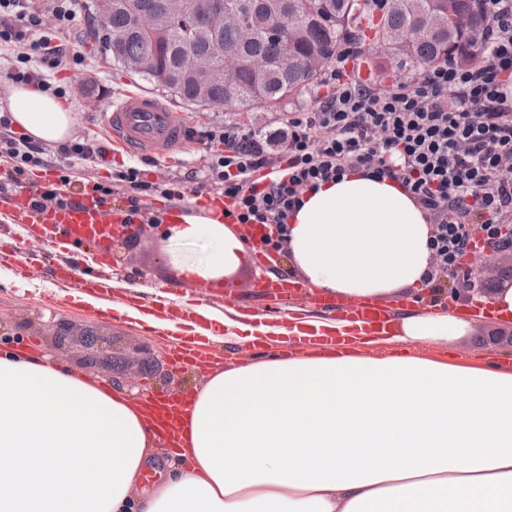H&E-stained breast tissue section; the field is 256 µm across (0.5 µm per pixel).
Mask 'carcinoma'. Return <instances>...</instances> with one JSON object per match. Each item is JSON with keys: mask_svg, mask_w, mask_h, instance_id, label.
I'll return each instance as SVG.
<instances>
[{"mask_svg": "<svg viewBox=\"0 0 512 512\" xmlns=\"http://www.w3.org/2000/svg\"><path fill=\"white\" fill-rule=\"evenodd\" d=\"M119 6L104 25L124 35L117 47L105 45L104 50L112 62L138 77L144 83L162 87L173 93L182 103L209 109H226L230 112H252L259 108H276L282 102L308 89L317 79V73L300 65L283 71L275 65L278 42L268 32L270 6L265 0H224L225 7L236 9L251 4L248 14L252 36L242 39L241 32L226 26L217 34L199 25L197 34L186 40L184 30L171 24L153 36L139 33L132 26L126 0H116ZM319 8L312 19L302 20L293 32L294 47L301 58L321 53L332 61L340 48L349 40L359 41L367 35L379 36L389 30L411 31L425 27L438 19L440 25L424 36H413L401 50L397 59L402 66L428 65L458 52L467 61L480 58V45L460 40L458 32L474 24L489 25L491 15L484 0H390L389 7L380 15L369 6L371 0H312ZM453 7L454 28H448V7ZM214 66L223 63L222 52L235 49L244 59L232 82L210 85L199 90L195 77L180 70L179 60L185 47ZM145 55H154L160 66L155 72H140L131 64ZM254 60H264L267 68L258 74L252 67Z\"/></svg>", "mask_w": 512, "mask_h": 512, "instance_id": "1", "label": "carcinoma"}]
</instances>
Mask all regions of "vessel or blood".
<instances>
[{
	"instance_id": "obj_1",
	"label": "vessel or blood",
	"mask_w": 512,
	"mask_h": 512,
	"mask_svg": "<svg viewBox=\"0 0 512 512\" xmlns=\"http://www.w3.org/2000/svg\"><path fill=\"white\" fill-rule=\"evenodd\" d=\"M106 125L114 143L132 153L166 156L181 149L184 129L175 112L146 95L128 93L107 112ZM56 183L55 177L36 176L28 183L0 192V215L10 223L29 226L32 236L51 239L57 256L50 273L55 282L109 295L112 259L104 251L112 234L128 223L129 215L113 210L93 184H86L64 204L35 207L34 201ZM317 303L332 311L339 330L328 334L314 327L298 326L297 346L329 345L343 349L359 335H384L391 312L374 303L350 307L336 299L315 294ZM211 343L200 333L181 335L173 350L178 363H197L209 357Z\"/></svg>"
}]
</instances>
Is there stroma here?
Listing matches in <instances>:
<instances>
[{
  "label": "stroma",
  "mask_w": 512,
  "mask_h": 512,
  "mask_svg": "<svg viewBox=\"0 0 512 512\" xmlns=\"http://www.w3.org/2000/svg\"><path fill=\"white\" fill-rule=\"evenodd\" d=\"M86 2L77 0L76 21L69 38V46L77 54L76 60L51 71L35 65L31 72L35 83L48 84L52 94L72 107L76 117L72 141L85 139L108 144L103 158L76 162L70 174L76 180L114 185L113 206H124L129 193L128 186L116 184V174L134 167L139 169L146 185L141 193L144 201H163L169 212H199L196 189L204 181L210 159L224 153V143L215 138V131L227 127L246 131L276 126L289 113L312 111L326 92L324 86L317 84L279 108L252 112L183 105L165 90L143 83L113 64L96 39L103 31V24L92 21ZM129 92H139L166 103L178 112L185 128L194 131V138L185 140L180 152L169 159L130 154L111 146L105 114ZM168 229L169 219L164 216L147 234L132 233L113 244L114 300L128 302L136 290L148 298L161 293L175 296L192 290L193 285L184 275L182 266L204 258L208 246L176 242ZM262 250L257 241L247 244L239 268L223 277L220 288L214 293L212 307L220 311L230 307L241 314L259 315L269 323L277 322L291 309L300 315L320 314V307L312 304L308 295L290 298L271 293L272 284L300 279L301 274L287 253L277 254L274 260L267 261L260 257ZM51 320L66 324L70 337L64 345L55 343L47 326ZM87 334L105 339L101 362L94 368L83 364L87 352L83 337ZM1 337L46 355L78 374L104 382L115 376L140 373L141 362L150 352H169L177 344L175 338L162 335L161 331L126 323L115 315L102 317L98 310L75 302L67 288L57 285L37 267H30L27 275L21 277L14 273L10 261L0 258ZM448 351L457 361L469 365L482 366L495 361L503 369L512 371V323H502L492 316L479 318L465 334L449 339Z\"/></svg>",
  "instance_id": "stroma-1"
}]
</instances>
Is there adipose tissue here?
Here are the masks:
<instances>
[{
	"label": "adipose tissue",
	"mask_w": 512,
	"mask_h": 512,
	"mask_svg": "<svg viewBox=\"0 0 512 512\" xmlns=\"http://www.w3.org/2000/svg\"><path fill=\"white\" fill-rule=\"evenodd\" d=\"M31 139L63 143L75 116L58 97L10 85L0 100ZM288 253L314 288L404 313L391 341L438 342L491 310L512 321V287L470 314L416 312L432 227L398 181L363 169L307 192ZM172 238L211 249L188 278L233 273L242 227L184 215ZM211 340L261 344L286 328L211 308ZM164 459L152 397L112 389L20 347L0 354V512H512V373L413 355L312 349L213 365ZM163 467L157 486L143 471Z\"/></svg>",
	"instance_id": "adipose-tissue-1"
}]
</instances>
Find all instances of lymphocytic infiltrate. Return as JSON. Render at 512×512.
<instances>
[{"label": "lymphocytic infiltrate", "mask_w": 512, "mask_h": 512, "mask_svg": "<svg viewBox=\"0 0 512 512\" xmlns=\"http://www.w3.org/2000/svg\"><path fill=\"white\" fill-rule=\"evenodd\" d=\"M492 25L482 58L464 61L449 53L426 65L410 85L376 90L352 79L344 67L325 73L329 89L315 110L290 113L277 134L284 153L269 150L260 133L225 129L224 154L212 165L206 187L231 201L235 223L267 228L262 243L281 251L288 218L304 194L319 184L363 167L373 177L401 181L433 226L430 246L439 276L458 267L476 245L498 253L512 249L502 231L512 223V102L501 77L512 74V0H487ZM75 0H0V50L25 63L40 57L48 67L66 63L64 46L40 36L44 14L59 29L76 16ZM20 180L32 164L54 166L56 158L85 160L104 153L103 144L74 143L49 149L0 139Z\"/></svg>", "instance_id": "f902f5d3"}]
</instances>
